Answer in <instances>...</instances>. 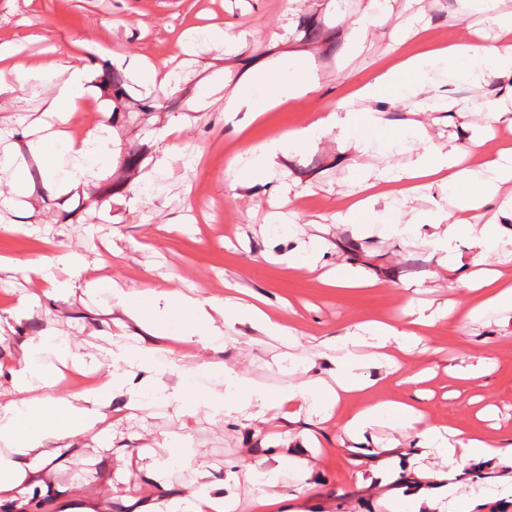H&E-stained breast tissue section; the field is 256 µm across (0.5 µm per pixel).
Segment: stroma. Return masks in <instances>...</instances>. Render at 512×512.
<instances>
[{
	"mask_svg": "<svg viewBox=\"0 0 512 512\" xmlns=\"http://www.w3.org/2000/svg\"><path fill=\"white\" fill-rule=\"evenodd\" d=\"M402 5L403 0H391L387 17L370 29L362 51L352 54L345 35L361 0H0V43L17 44L18 58L26 63L53 44L63 57L87 67L101 97L115 103L110 115L114 153L97 178L82 189L58 193L33 168L27 208L0 204V256L16 263L0 272V383L17 369L22 346L48 332L69 336L88 352L105 338L120 345L138 333L135 326L113 322L109 296L90 298L77 290L52 298L28 283L21 267L39 254L79 253L125 289L155 286L165 273L172 287L198 296H225L230 283L262 297L284 324L298 325L302 337L293 348L235 323L224 328L223 350L197 340L164 339L157 355L162 365L183 356L224 363L238 375L234 392L243 404L254 388L286 398L304 379L306 362L320 351L334 353L340 337L363 321L398 320L410 302L469 304L457 273L438 271V255L427 244L432 226L420 225L408 238L386 224L362 227L330 219L356 191L359 171L399 172L422 151L421 142L384 143L355 163L331 135L280 160L267 176L268 191L252 196L234 185L237 166L249 160L247 141L235 133L245 116L224 109V94L234 88L238 72L288 51H306L305 65L321 77L319 90L268 112L264 122L250 126L249 141L299 128L352 96L376 67L391 65V37L406 25ZM421 8L429 26L405 41L407 54L467 39V26L455 20L457 0H423ZM215 26L247 33L248 42L232 69L225 70L213 105L191 112L188 95L223 65L207 37ZM275 34L281 43H272ZM142 57L167 63L179 77L177 85L162 88L135 79L127 64ZM50 94L45 85L20 91L17 100L0 101V127L15 132L0 145L21 143L25 122L40 117ZM381 108L400 126L419 123L445 151L465 148L487 124L482 112L413 114L399 102ZM174 117L183 129L165 152L158 138ZM138 190L150 194V201L132 203ZM317 242L324 248V268L351 266L368 287L327 288L316 274L284 264L285 256L310 253ZM27 294L36 298L28 317L11 319L17 299ZM425 342L426 350L413 356L405 372L426 371L429 379L406 384L402 374L372 365L367 372L379 381L377 395L418 401L429 423L484 432L512 444V322L489 311L462 329L437 325ZM486 355L494 365L484 377H449V367ZM366 402L363 396L343 397L328 416L311 399L299 404V419L292 424L284 409L275 407L256 434L205 408L183 422L171 405L152 400L137 416L114 421L112 445L122 456L99 455L97 440L84 434L73 443L84 449L86 463L54 469L50 478L62 486L111 492L112 512H125L124 501L144 492L139 480L126 475V458L147 454L167 460L165 477L153 491L156 499L192 489V469L169 459L166 444L175 439L205 461L216 482H224L233 465L248 472L249 485L239 488L246 512H269L247 498L249 488L267 485L287 494L304 482L309 489L292 501L294 512H409L415 493L438 490L433 474L441 462L422 456L412 433L393 420L368 429L363 449L350 452L344 423ZM488 406L494 413L486 419L480 412ZM467 471L481 479L460 483L457 493L478 500L475 512H512V500L499 493L500 483L512 477L511 464H471Z\"/></svg>",
	"mask_w": 512,
	"mask_h": 512,
	"instance_id": "35a3bbf8",
	"label": "stroma"
}]
</instances>
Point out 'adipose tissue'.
<instances>
[{"mask_svg":"<svg viewBox=\"0 0 512 512\" xmlns=\"http://www.w3.org/2000/svg\"><path fill=\"white\" fill-rule=\"evenodd\" d=\"M460 16L479 11L484 26L471 38L442 49L407 56L400 63L373 72L358 90L362 106L346 111L344 117L330 112L316 116L306 126L276 134L255 143L251 152L255 164L250 171L237 176L238 185L251 188L262 181L264 172L290 153L317 145L321 139L340 130L344 146L353 156L372 150L386 121L378 102L401 99L410 112L431 107L460 111L458 99L444 90L442 83L431 77L436 65L480 83L485 79H512V14L502 12L500 0H459ZM12 46L0 45V97L14 98L19 90L52 82L53 92L44 101L45 108L38 124L41 134L27 142L25 149L0 151V172L11 175L10 204L15 208L26 205L29 166L42 171L48 183L70 190L87 185L101 163L112 154V128L98 124L91 137L75 139L56 130L55 122H67L74 113L94 109L107 111L100 101L84 67L65 60L49 59L36 66H23L15 60ZM318 76L311 71L284 73L280 61H269L243 71L235 88L224 97L228 112H244L248 124L261 122L267 112L291 99H300L316 92ZM486 136L472 137L466 150L441 153L427 147L416 160L397 175H376L366 183V196L350 202L332 214L336 224H376L381 213L379 204L404 200L431 189L446 187L453 198L448 210L427 216L426 221L438 228L435 246L450 244L467 237L475 248L466 273L458 280L477 298V307L512 312V282L498 271L485 270L486 251L503 244L501 224L512 222V205L499 209L501 220L488 219L486 208L498 197L502 184L512 180V148L504 147L488 153ZM483 156L478 168L467 167V160ZM83 269L76 254L42 255L28 260L23 271L27 280L45 283L53 292L69 294L74 290L70 281L56 280L59 268ZM96 294L112 296L120 313L143 328L149 337L166 338L173 334L195 336L215 349L224 346V326L235 322L249 325L262 335L295 342L296 328L274 318L261 304L243 303L232 297L192 296L158 284L142 290H123L111 280L99 278L92 283ZM473 310L444 306L431 313L407 311L401 320L383 322L371 320L357 325L354 332L342 337L331 361L335 366L336 383L328 385L320 375L316 362L305 368L307 378L293 388L288 405L318 396L325 407L337 406L341 395L368 394L372 382L362 373L369 364L381 362L403 367L413 356L425 333L440 323L464 325L474 316ZM51 353L78 368L96 367L108 362L104 381L96 386L70 390L58 397H39L37 389L54 385V375L39 364L35 356ZM155 347L132 345L112 350L100 347L97 354H86L74 346L68 337L49 334L31 346L22 348L18 367L13 371L8 388L0 390V506L7 512H26L32 498L40 496L56 504L59 512H111L110 502L100 507L79 505L68 488L49 482L50 471L72 466L84 459V451L72 447L77 435L96 432L99 438L112 435L111 418H129L144 407L148 395L155 394L176 404L180 416L193 417L195 408L187 398L193 388V378L206 371L223 381L224 365L212 362L182 363L173 361L155 368ZM137 365L149 375L138 387L128 385L127 367ZM122 396L120 406H113L114 396ZM394 417L399 424L412 430L418 447L440 457L448 468L449 481L465 477L469 463L480 460L512 459V445L481 432L444 429L427 423L423 411L403 400H384L367 404L353 413L345 423L348 433L360 435L384 417ZM177 461L194 464L191 455L173 448ZM195 466V488L187 493H175L170 498L173 512H234L237 499L223 488L215 486L204 465Z\"/></svg>","mask_w":512,"mask_h":512,"instance_id":"adipose-tissue-1","label":"adipose tissue"}]
</instances>
